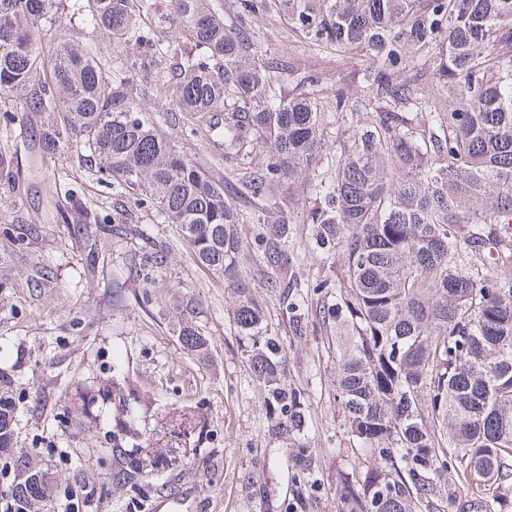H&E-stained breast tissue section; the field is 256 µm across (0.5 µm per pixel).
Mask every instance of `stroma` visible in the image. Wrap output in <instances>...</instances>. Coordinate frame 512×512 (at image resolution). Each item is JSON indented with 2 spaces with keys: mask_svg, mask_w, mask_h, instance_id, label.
<instances>
[{
  "mask_svg": "<svg viewBox=\"0 0 512 512\" xmlns=\"http://www.w3.org/2000/svg\"><path fill=\"white\" fill-rule=\"evenodd\" d=\"M254 32L271 62L295 53L328 82L353 75L357 62L332 51L309 53L286 16H258ZM183 115L164 123L176 150L195 159L215 176L235 181L240 164L225 162L220 139L200 131L189 134ZM19 184L0 185V362L14 366V381L24 400L18 409L22 445L34 461L59 479L85 482L87 502L80 512H148L155 494L126 488L99 492L97 473L111 460L88 462L86 449L104 446L112 427V407L103 405L92 431L76 433L61 425L58 413L68 403L61 392L79 378L126 376L137 386L140 420L155 426L171 408L191 402L208 424L197 452V478L191 498L178 512H268L288 483L284 450L270 440L256 389L243 365L239 341L230 324L232 298L224 280L193 261L177 228L161 223L155 209L137 206L145 191L138 186L115 191L96 167L68 151L45 156L38 164L26 157L13 163ZM91 200L109 218L124 225L111 247L90 251L74 235L73 224L58 215L65 190ZM293 271L300 281L329 279L338 284L341 265L323 268L311 246V227L297 224ZM163 256V287L145 289L135 265L150 253ZM272 323L280 329L290 379L305 389L310 402L311 447L316 448V477L323 512H337L336 473L350 460L341 453L346 441L335 400V364L327 341L333 331L317 328L303 338L284 329L276 298H269ZM192 322L211 343L202 363L183 350L173 325ZM44 398H36V389ZM256 472L265 498H246L245 473Z\"/></svg>",
  "mask_w": 512,
  "mask_h": 512,
  "instance_id": "stroma-1",
  "label": "stroma"
}]
</instances>
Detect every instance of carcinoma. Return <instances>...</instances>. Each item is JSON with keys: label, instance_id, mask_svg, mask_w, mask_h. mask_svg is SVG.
Returning a JSON list of instances; mask_svg holds the SVG:
<instances>
[{"label": "carcinoma", "instance_id": "1", "mask_svg": "<svg viewBox=\"0 0 512 512\" xmlns=\"http://www.w3.org/2000/svg\"><path fill=\"white\" fill-rule=\"evenodd\" d=\"M270 0H237L231 22L218 0H170L175 70L156 63L158 38L139 17L151 0H74L83 24L122 49L108 64L89 41L67 36L63 0H0V115L10 157L0 182L13 186L18 154L85 152L112 185L142 186L204 269L233 294L232 323L245 369L258 387L268 433L281 441L291 476L276 512H320L316 449L305 441L310 406L288 379L283 339L268 321L276 297L301 338L335 329V399L347 451L336 479L339 512H445L476 490L479 512L512 508V280L470 272L463 250L512 249V0H275L310 51L359 56L355 86L323 78L294 54L273 67L252 33ZM287 75L288 87L279 74ZM147 72L162 112H183L224 138L225 160L265 152L225 189L177 151L147 117ZM363 113L329 142L325 113ZM330 157L334 174L320 171ZM315 196L302 215L322 260L341 263L346 285L300 311L306 295L293 267V220L271 218L282 187ZM261 204L255 237L262 280L243 271L242 212L231 196ZM76 223L96 225L90 249L108 244L96 205L73 194ZM159 255L141 258L148 285ZM178 339L203 361L210 340L182 324ZM13 379L0 371V512H58L68 487L18 445ZM74 399L90 431L98 401L112 403L102 485H174L195 465L204 419L183 409L160 443L139 427L136 394L114 378L77 382ZM249 497L264 495L253 473Z\"/></svg>", "mask_w": 512, "mask_h": 512}]
</instances>
